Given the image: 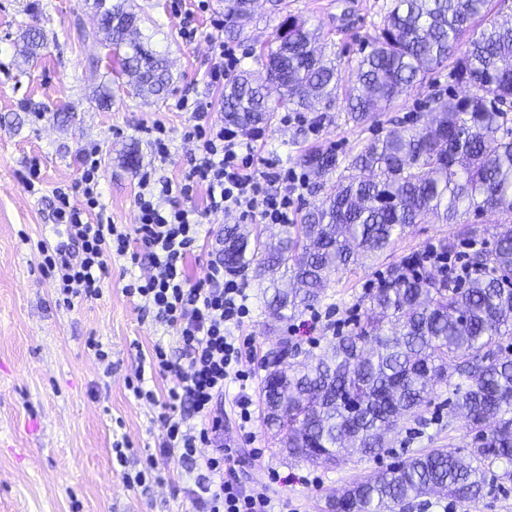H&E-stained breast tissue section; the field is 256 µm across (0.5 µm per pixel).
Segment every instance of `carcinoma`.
<instances>
[{
    "mask_svg": "<svg viewBox=\"0 0 512 512\" xmlns=\"http://www.w3.org/2000/svg\"><path fill=\"white\" fill-rule=\"evenodd\" d=\"M493 0H392L370 51L343 75L317 51L316 30L287 17L263 45L261 82L242 70L226 78L224 120L256 130L281 111L332 108L347 83L345 111L356 124L395 106L417 81L446 64L466 88L435 99L431 124L388 130L342 158L307 150L300 164L315 175L339 172L336 192L284 224L276 241L224 226L221 255L232 275L285 269L273 281L267 308L286 320L314 306L331 276L388 248L412 224L435 217L459 224L469 213L496 217L493 245L467 256L461 277H437L415 262L390 267L371 294L370 310L330 344L314 365L263 380L265 422L281 450L312 461L339 462L343 448L364 456L386 447L384 434L412 418L425 422L434 390L452 388L448 418L463 417L473 441L466 453L434 448L349 485L328 499L327 512H396L425 495L477 504L512 464V20L491 18ZM99 17L93 37L107 64L137 95L169 85L167 60L140 38V17L128 0H92ZM252 13L246 0H224V32L241 35ZM27 61L38 57L41 33H23ZM466 50H461V40ZM476 225L437 242L458 255ZM458 382H450L451 374Z\"/></svg>",
    "mask_w": 512,
    "mask_h": 512,
    "instance_id": "obj_1",
    "label": "carcinoma"
}]
</instances>
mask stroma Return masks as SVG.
<instances>
[{
	"label": "stroma",
	"instance_id": "35a3bbf8",
	"mask_svg": "<svg viewBox=\"0 0 512 512\" xmlns=\"http://www.w3.org/2000/svg\"><path fill=\"white\" fill-rule=\"evenodd\" d=\"M392 0H282L272 10L258 0L254 19L237 42L245 51L240 67L261 71V44L287 16L318 25L326 55L341 73H348L370 50L369 41L382 27ZM141 19L142 37L170 63L168 91L160 96L134 95L126 77H109L105 67H91L106 50L93 40H81L78 28H96L98 20L86 0H0V512H184L182 496L188 484L187 466L160 455L162 425L157 404L135 399L128 388L134 381L140 355L155 344L176 350L173 328L144 314L124 294L131 278L148 275V265L113 258L108 265L101 299L67 308L57 302L53 285L44 277L38 245L56 240L64 227L53 213V191L71 186L79 176L78 154L97 146L102 165L101 203L112 223L136 222L137 174L124 167L121 156L138 148L141 165L151 160L144 133L164 123L174 161L163 174L181 178L188 169L192 145L183 138L189 121L177 103L183 96H209L210 118L223 123V89L211 88L207 78L210 43L218 33L197 0H130ZM193 16L197 34L186 41L181 33L185 16ZM38 27L43 45L34 62L22 63L18 50L26 27ZM110 83L112 103L95 99L97 87ZM449 68L434 71L423 83L376 121H348L343 105L304 122L283 123L282 113L252 138L258 150L274 154L284 165L299 168L308 148L348 153L388 129L409 124L412 115H429L434 100L457 91ZM37 160L40 180L28 192L19 179L30 160ZM234 213L204 218V247L188 262L191 279L204 276L207 263L224 227L238 223ZM455 224H415L384 253L363 265L332 276L318 311H331L351 324L364 316L372 289L388 268L412 258L447 235ZM243 284L252 312L243 333L258 351L256 375L248 385L253 400L252 442H245L234 413L237 386L217 402L222 419L217 443L235 449L231 476L247 488H261L270 472L282 478L277 489L297 512H324L326 500L358 478L431 448L447 444L467 447L471 436L462 420L448 418V391L433 396L426 424L408 420L376 456L346 455L341 465L327 468L281 453L264 423L263 379L279 343L296 344L299 362H314L334 339L328 328L313 339L297 334L309 311L273 319L262 292L264 282ZM96 338L111 353V366L100 363L86 347ZM127 438L135 451L127 467L112 460V445ZM154 455L161 482L129 487L123 475L140 469ZM405 512H512V480H501L491 494L468 506L446 498L414 499Z\"/></svg>",
	"mask_w": 512,
	"mask_h": 512
}]
</instances>
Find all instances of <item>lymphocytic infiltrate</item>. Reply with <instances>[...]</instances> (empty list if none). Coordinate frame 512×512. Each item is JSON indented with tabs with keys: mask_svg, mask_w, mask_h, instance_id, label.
Here are the masks:
<instances>
[{
	"mask_svg": "<svg viewBox=\"0 0 512 512\" xmlns=\"http://www.w3.org/2000/svg\"><path fill=\"white\" fill-rule=\"evenodd\" d=\"M191 114L184 137L196 144L188 172L178 180L161 178L156 163L172 160L170 139L163 124L148 129L153 165L138 177L137 221L124 224L94 222L100 206L98 148L80 153L82 206L71 205L59 193L58 219L66 224L69 245L45 252L41 269L56 275L55 292L67 307L100 299L113 256L131 264L147 263L149 276L130 281L124 291L138 307L177 331L181 356L172 359L162 345L142 357L132 385L133 396L154 400L149 378L174 377L158 415L164 432L159 444L169 457L188 462L196 476L186 491L191 512H288V501L273 485L245 490L225 477L232 449L201 456L218 427L216 403L230 385H238L235 400L242 426L252 422V401L245 388L254 376L256 349L240 336L250 313L242 283L225 277L221 258L210 259L205 276L190 280L187 262L201 248L204 216L234 212L246 221L290 223L294 198L308 187L305 173L287 168L275 157L258 153L249 135L212 123L210 102L181 100ZM204 195L203 207L193 206Z\"/></svg>",
	"mask_w": 512,
	"mask_h": 512,
	"instance_id": "f902f5d3",
	"label": "lymphocytic infiltrate"
}]
</instances>
